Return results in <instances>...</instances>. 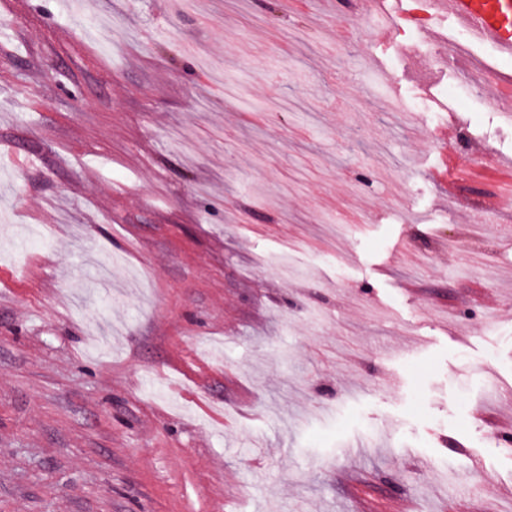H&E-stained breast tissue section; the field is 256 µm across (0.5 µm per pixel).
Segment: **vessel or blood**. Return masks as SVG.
<instances>
[{
    "label": "vessel or blood",
    "instance_id": "1",
    "mask_svg": "<svg viewBox=\"0 0 512 512\" xmlns=\"http://www.w3.org/2000/svg\"><path fill=\"white\" fill-rule=\"evenodd\" d=\"M431 18L458 21L476 39L512 56V0H427Z\"/></svg>",
    "mask_w": 512,
    "mask_h": 512
}]
</instances>
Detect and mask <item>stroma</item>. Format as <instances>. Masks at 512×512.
Masks as SVG:
<instances>
[{"label":"stroma","mask_w":512,"mask_h":512,"mask_svg":"<svg viewBox=\"0 0 512 512\" xmlns=\"http://www.w3.org/2000/svg\"><path fill=\"white\" fill-rule=\"evenodd\" d=\"M418 3L0 0V512H512V59Z\"/></svg>","instance_id":"stroma-1"}]
</instances>
